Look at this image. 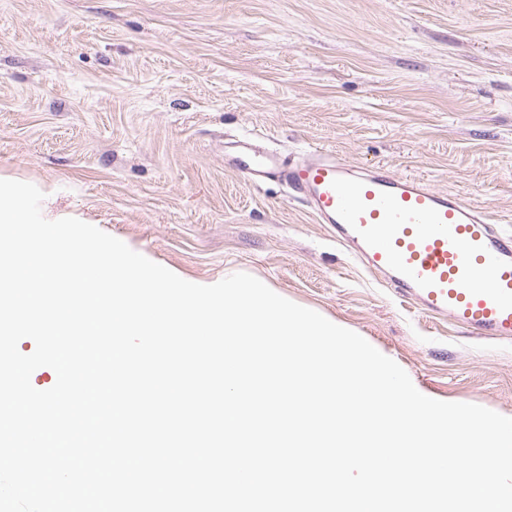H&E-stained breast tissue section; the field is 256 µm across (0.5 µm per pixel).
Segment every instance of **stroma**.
Returning a JSON list of instances; mask_svg holds the SVG:
<instances>
[{
	"label": "stroma",
	"instance_id": "1",
	"mask_svg": "<svg viewBox=\"0 0 512 512\" xmlns=\"http://www.w3.org/2000/svg\"><path fill=\"white\" fill-rule=\"evenodd\" d=\"M390 166L512 232V0H0V179L192 283L237 272L439 400L512 417V342L395 298L234 141Z\"/></svg>",
	"mask_w": 512,
	"mask_h": 512
}]
</instances>
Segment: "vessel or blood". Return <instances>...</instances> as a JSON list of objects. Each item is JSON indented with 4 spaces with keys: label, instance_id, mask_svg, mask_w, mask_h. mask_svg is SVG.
I'll use <instances>...</instances> for the list:
<instances>
[{
    "label": "vessel or blood",
    "instance_id": "b4317fda",
    "mask_svg": "<svg viewBox=\"0 0 512 512\" xmlns=\"http://www.w3.org/2000/svg\"><path fill=\"white\" fill-rule=\"evenodd\" d=\"M227 163L248 183H287L338 244L417 311L476 338L512 341V232L482 209L326 149L294 162L243 139Z\"/></svg>",
    "mask_w": 512,
    "mask_h": 512
}]
</instances>
